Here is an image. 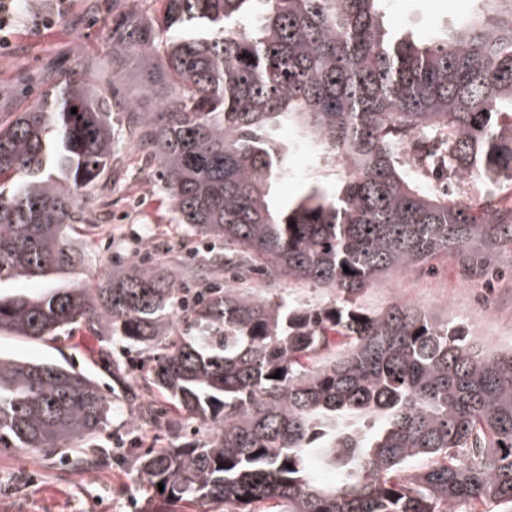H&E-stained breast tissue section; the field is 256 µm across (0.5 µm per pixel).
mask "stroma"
I'll list each match as a JSON object with an SVG mask.
<instances>
[{
  "instance_id": "obj_1",
  "label": "stroma",
  "mask_w": 512,
  "mask_h": 512,
  "mask_svg": "<svg viewBox=\"0 0 512 512\" xmlns=\"http://www.w3.org/2000/svg\"><path fill=\"white\" fill-rule=\"evenodd\" d=\"M131 0H67L64 13L42 34L19 24L12 50L0 54V124L31 108L72 73L99 74L109 81L105 66L113 20L130 7ZM384 11L394 25L414 40L463 30L477 11L475 0H386ZM151 66L140 54L125 57L120 95L132 99L140 112H154L165 87L150 85ZM118 155L112 167V193L81 194L79 202L92 213L80 243L88 263L67 275L68 283L93 288L124 269L142 253L161 259L166 249L178 251L186 262L203 260L202 244L177 224L166 192L155 181L154 164L130 143L127 115L113 114ZM292 174L276 185L281 198L297 195L308 182L332 183L343 172L308 151L294 154ZM490 281H464L454 260L441 256L420 273L398 272L369 289L361 304L380 310L391 302H407L453 314L469 335L498 347L496 337L483 336L482 327L493 323L512 335V252L488 256ZM0 357L52 358L98 374L104 394L112 392V378L103 369L101 344L84 329L28 342L0 336ZM155 405L164 421L162 429L141 430L130 420L129 405L113 400L107 425L89 447L23 451L0 449V512H161L155 495L135 465L137 453L169 448L185 441L206 440L208 424L174 410L162 396Z\"/></svg>"
}]
</instances>
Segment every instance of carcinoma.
<instances>
[{
	"label": "carcinoma",
	"mask_w": 512,
	"mask_h": 512,
	"mask_svg": "<svg viewBox=\"0 0 512 512\" xmlns=\"http://www.w3.org/2000/svg\"><path fill=\"white\" fill-rule=\"evenodd\" d=\"M383 2L163 0L158 17L112 24V64L140 51L172 85L157 112L123 101L135 145L178 223L223 250L202 267L133 263L96 288L0 290V333L84 327L138 349L132 422L162 424L158 392L211 427L138 456L170 506L512 512V350L480 352L424 308L360 304L440 254L478 279L480 257L512 249V0H480L462 33L422 43ZM115 96L75 75L0 126V285L86 264L78 198L112 167ZM296 148L332 155L343 177L279 199ZM471 179L467 200L454 187ZM285 282L334 300L299 305ZM110 406L68 364L0 358L1 448L75 447ZM313 458L338 479H317Z\"/></svg>",
	"instance_id": "carcinoma-1"
}]
</instances>
